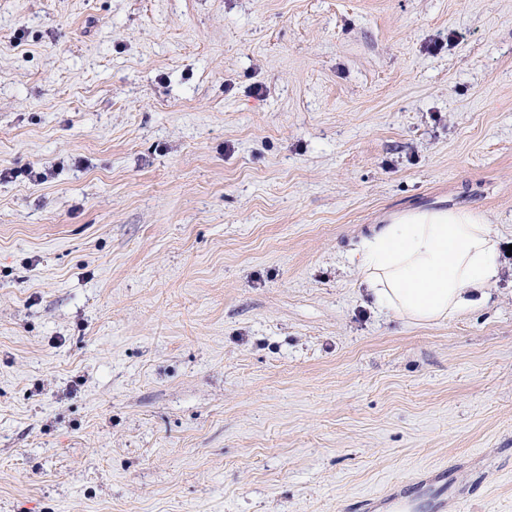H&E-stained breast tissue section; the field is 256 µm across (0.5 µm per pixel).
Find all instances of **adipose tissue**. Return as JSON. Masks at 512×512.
Masks as SVG:
<instances>
[{"mask_svg": "<svg viewBox=\"0 0 512 512\" xmlns=\"http://www.w3.org/2000/svg\"><path fill=\"white\" fill-rule=\"evenodd\" d=\"M500 240L484 214L421 210L372 230L358 253L373 305L426 325L477 305L499 279Z\"/></svg>", "mask_w": 512, "mask_h": 512, "instance_id": "obj_1", "label": "adipose tissue"}]
</instances>
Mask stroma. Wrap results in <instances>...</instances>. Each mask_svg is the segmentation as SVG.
<instances>
[{
  "instance_id": "obj_1",
  "label": "stroma",
  "mask_w": 512,
  "mask_h": 512,
  "mask_svg": "<svg viewBox=\"0 0 512 512\" xmlns=\"http://www.w3.org/2000/svg\"><path fill=\"white\" fill-rule=\"evenodd\" d=\"M458 208L512 244V0H0V512H512V255L358 284ZM499 249L480 212L413 211L363 238L359 283L378 310L416 324L437 323L486 296L499 280Z\"/></svg>"
}]
</instances>
